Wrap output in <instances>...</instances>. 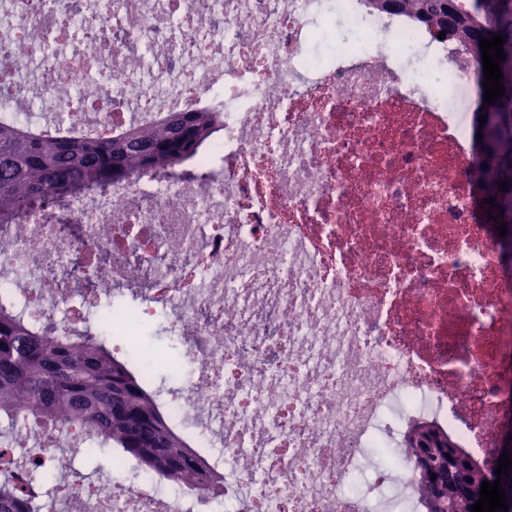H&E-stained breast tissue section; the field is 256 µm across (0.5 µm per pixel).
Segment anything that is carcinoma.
<instances>
[{"label":"carcinoma","instance_id":"cac0c4a2","mask_svg":"<svg viewBox=\"0 0 512 512\" xmlns=\"http://www.w3.org/2000/svg\"><path fill=\"white\" fill-rule=\"evenodd\" d=\"M394 15L443 32L468 53L479 93L485 80L480 39L504 36L500 62L505 92L474 113L495 116L485 140L475 149L483 198L492 199L491 223L505 224L496 235L499 249L512 248V0H367ZM224 126L222 112H171L156 121L129 123L121 135H88L65 125L57 114L53 128L34 124L32 114L0 115V234L22 213L63 205L69 198L108 188L136 177L168 176L183 166L209 137ZM508 182L502 189L501 182ZM51 325L39 330L24 308L0 307V437L15 434L19 417L49 422L61 433L74 430L100 450L134 460L163 481L193 489L217 488L223 478L168 425L156 400L141 385L128 361L89 326L60 336ZM454 449L448 434L430 423H416L405 451L416 475L424 512H472L470 503L483 481L496 476L498 461L478 466L460 455L453 470L467 471L463 498L440 496L437 480L445 469L443 452ZM0 512H43L33 489L19 485L14 472L0 469Z\"/></svg>","mask_w":512,"mask_h":512}]
</instances>
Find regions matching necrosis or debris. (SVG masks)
<instances>
[{"mask_svg":"<svg viewBox=\"0 0 512 512\" xmlns=\"http://www.w3.org/2000/svg\"><path fill=\"white\" fill-rule=\"evenodd\" d=\"M79 9L88 45L67 17ZM0 75L120 129L126 112L224 103L203 180L142 176L33 213L0 254V304L58 332L102 320L58 298L75 254L108 296L171 312L192 371L159 394L170 426L222 476L160 489L116 460L60 494L73 512H421L401 447L425 421L473 461L512 420V272L469 177L468 58L365 0H0ZM397 449L390 466L367 451ZM365 480L348 491L356 475Z\"/></svg>","mask_w":512,"mask_h":512,"instance_id":"4bbe7bcc","label":"necrosis or debris"}]
</instances>
